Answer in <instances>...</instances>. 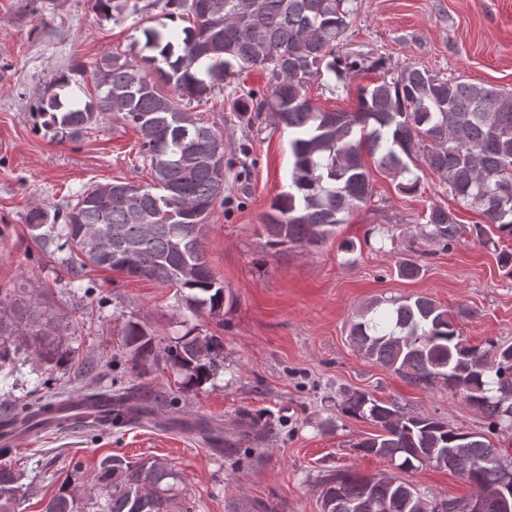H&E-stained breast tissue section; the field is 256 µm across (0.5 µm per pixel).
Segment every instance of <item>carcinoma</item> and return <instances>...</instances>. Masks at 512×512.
<instances>
[{
  "mask_svg": "<svg viewBox=\"0 0 512 512\" xmlns=\"http://www.w3.org/2000/svg\"><path fill=\"white\" fill-rule=\"evenodd\" d=\"M192 20L176 41L158 28L144 30L148 48L159 56L144 64L107 53L95 64V96L64 105L61 91L84 76L77 63L46 90L43 111L66 138L80 137L104 114L124 122L140 138L138 157L153 182L115 181L93 185L53 215L32 208L27 224L43 247L64 240L73 274L103 268L177 288L185 309L218 316L224 283L212 271L202 245L205 220L224 196V177L211 158L224 157L223 135L202 121L193 103L214 93L235 70L259 67L270 75V94L250 89L234 109L272 112L295 133L288 190L264 214L272 247H315L336 233L350 214L373 195L364 155L394 177L411 174L421 155L458 203L481 210L487 223L512 236V91L467 83L406 67L390 79L362 88L354 112H329L303 94L304 84L328 72L337 85L363 71L384 67L381 59L343 51L354 14L353 0H167ZM171 87L166 93L161 86ZM462 233L454 213L430 208L420 236L447 249ZM10 314L0 313V373L9 377L21 362L22 345H37L46 362L66 352L52 338L56 329L23 296L6 294ZM349 336L367 358L416 385L438 381L480 411L494 431L512 415V345L493 341L471 346L460 338L448 310L434 300L376 298L350 326ZM123 343L134 367L146 374L156 361L153 336L138 323L125 327ZM215 336H195L168 348L166 362L183 373L186 395L211 381L219 370ZM115 423L152 417L145 388L108 394ZM53 402L25 403L11 416L37 430ZM341 413L366 419L378 431L355 443L364 456L389 462L395 470L365 476L338 469L325 478L321 512H435L397 471L424 465L446 468L469 487L465 497L441 501L446 512H512V459L485 437L461 432L429 415H411L396 400L349 393ZM177 473L155 462L104 458L96 486L107 492L102 512H173ZM19 476L0 467V512H14ZM82 499L63 487L44 512H84Z\"/></svg>",
  "mask_w": 512,
  "mask_h": 512,
  "instance_id": "carcinoma-1",
  "label": "carcinoma"
}]
</instances>
